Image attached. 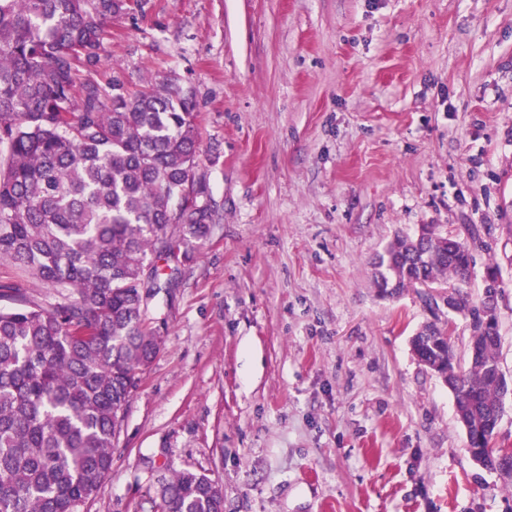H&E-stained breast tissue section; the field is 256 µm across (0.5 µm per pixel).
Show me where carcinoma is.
Segmentation results:
<instances>
[{
	"instance_id": "1",
	"label": "carcinoma",
	"mask_w": 512,
	"mask_h": 512,
	"mask_svg": "<svg viewBox=\"0 0 512 512\" xmlns=\"http://www.w3.org/2000/svg\"><path fill=\"white\" fill-rule=\"evenodd\" d=\"M124 0H0V260L54 301L0 287V512H80L112 470L139 374L160 350L142 289L170 292L210 231L215 202L199 165L197 104L175 82L91 77L106 23ZM468 238L422 224L376 261L382 298L446 290L476 346L458 361L448 323L411 337L418 362L453 396L467 451L512 484L491 448L512 395L499 365L502 265L491 255L471 291ZM156 512H224L221 487L193 469L163 479Z\"/></svg>"
}]
</instances>
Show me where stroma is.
Instances as JSON below:
<instances>
[{
  "mask_svg": "<svg viewBox=\"0 0 512 512\" xmlns=\"http://www.w3.org/2000/svg\"><path fill=\"white\" fill-rule=\"evenodd\" d=\"M107 30L98 80L195 94L217 208L82 512H153L184 468L224 512H512L411 351L421 292L372 282L422 224L512 256V0H139Z\"/></svg>",
  "mask_w": 512,
  "mask_h": 512,
  "instance_id": "35a3bbf8",
  "label": "stroma"
}]
</instances>
